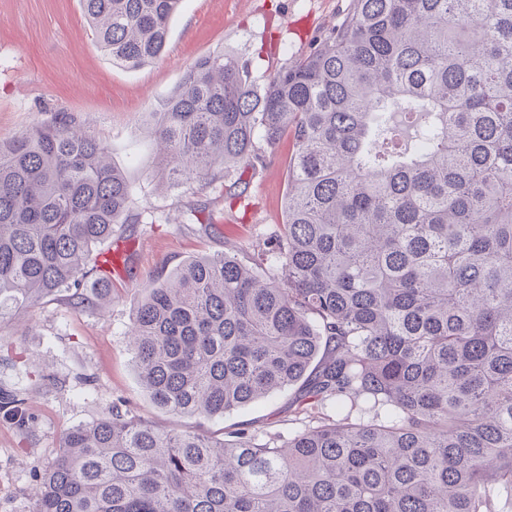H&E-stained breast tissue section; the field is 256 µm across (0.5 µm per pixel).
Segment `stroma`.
I'll return each instance as SVG.
<instances>
[{"label":"stroma","instance_id":"1","mask_svg":"<svg viewBox=\"0 0 512 512\" xmlns=\"http://www.w3.org/2000/svg\"><path fill=\"white\" fill-rule=\"evenodd\" d=\"M351 0H182L169 23L163 58L138 69L113 64L99 48L80 0H0V139L57 111L77 116L106 142L124 168L134 210L153 224H120L131 247L124 276L104 309L48 298L0 315V388L25 398L28 426L0 412V512H33L37 479L55 458L63 432L113 404L165 428L182 419L156 407L142 388L127 332L146 288L193 256L231 253L249 259L285 222L290 137L263 168L243 169V195L222 185L173 194L153 178L157 157L145 128L150 114L199 58L221 50L272 77L304 56L311 39L337 24ZM296 391L264 398L204 422L213 433L247 426L286 442Z\"/></svg>","mask_w":512,"mask_h":512}]
</instances>
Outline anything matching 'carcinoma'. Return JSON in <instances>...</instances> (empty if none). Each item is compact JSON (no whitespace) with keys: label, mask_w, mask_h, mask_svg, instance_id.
Instances as JSON below:
<instances>
[{"label":"carcinoma","mask_w":512,"mask_h":512,"mask_svg":"<svg viewBox=\"0 0 512 512\" xmlns=\"http://www.w3.org/2000/svg\"><path fill=\"white\" fill-rule=\"evenodd\" d=\"M182 0H81L138 68ZM168 188L238 184L285 134V224L259 261L196 256L148 289L129 346L159 429L119 406L68 429L35 512H512V0H353L258 88L200 58L147 125ZM133 212L69 112L0 141V315L66 296ZM300 385L336 417L283 445L201 422ZM24 400L0 411L28 422ZM360 411L355 417L353 412Z\"/></svg>","instance_id":"cac0c4a2"}]
</instances>
